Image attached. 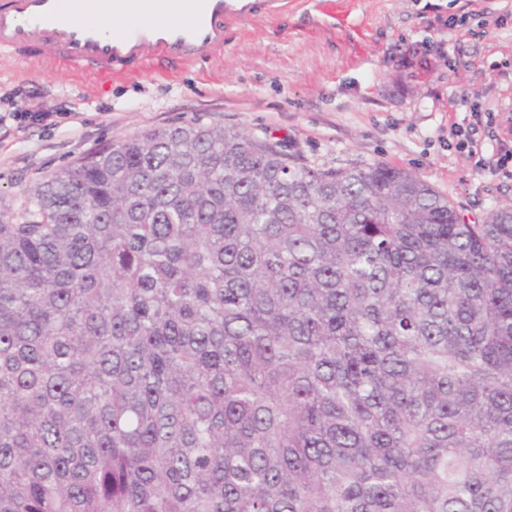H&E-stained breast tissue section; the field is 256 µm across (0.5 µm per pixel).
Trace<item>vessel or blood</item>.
<instances>
[{
    "label": "vessel or blood",
    "mask_w": 512,
    "mask_h": 512,
    "mask_svg": "<svg viewBox=\"0 0 512 512\" xmlns=\"http://www.w3.org/2000/svg\"><path fill=\"white\" fill-rule=\"evenodd\" d=\"M282 0H9L0 9V49L49 48L100 74L135 60L189 61L224 45V23Z\"/></svg>",
    "instance_id": "obj_1"
}]
</instances>
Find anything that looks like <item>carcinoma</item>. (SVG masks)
<instances>
[{
  "mask_svg": "<svg viewBox=\"0 0 512 512\" xmlns=\"http://www.w3.org/2000/svg\"><path fill=\"white\" fill-rule=\"evenodd\" d=\"M0 211V512H512V206L234 127Z\"/></svg>",
  "mask_w": 512,
  "mask_h": 512,
  "instance_id": "1",
  "label": "carcinoma"
}]
</instances>
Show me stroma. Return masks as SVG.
Here are the masks:
<instances>
[{
    "label": "stroma",
    "instance_id": "stroma-1",
    "mask_svg": "<svg viewBox=\"0 0 512 512\" xmlns=\"http://www.w3.org/2000/svg\"><path fill=\"white\" fill-rule=\"evenodd\" d=\"M454 96L492 112L484 155L512 141V0H288L226 25L211 57L106 80L0 51V210L25 215L35 185L108 144L199 121L277 142L300 165L406 169L480 222L512 205V178L456 148Z\"/></svg>",
    "mask_w": 512,
    "mask_h": 512
}]
</instances>
